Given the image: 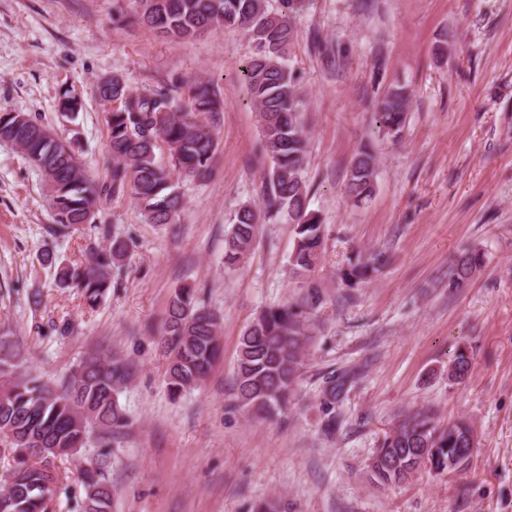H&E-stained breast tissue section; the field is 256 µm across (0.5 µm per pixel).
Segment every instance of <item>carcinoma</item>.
<instances>
[{
	"label": "carcinoma",
	"instance_id": "carcinoma-1",
	"mask_svg": "<svg viewBox=\"0 0 512 512\" xmlns=\"http://www.w3.org/2000/svg\"><path fill=\"white\" fill-rule=\"evenodd\" d=\"M131 16L165 37L190 40L205 30L240 28L251 36L256 51L243 68L250 101L257 113L270 167L263 177L265 215L284 217L294 225L295 243L289 257L292 273L309 289L294 303L263 309L239 336L235 367L236 401L250 414L270 416L287 406L302 376V351L308 342L306 314L319 302L315 290L325 237V225L308 208L309 190L304 163L309 143L301 125L303 100L299 76L287 64L290 46L298 39L295 23L304 0H280L271 11L265 0H130ZM98 96L114 103L106 113L107 148L112 158L108 176L97 181L79 157L75 142L47 135L49 127L37 119L0 110V136L23 155L38 159L54 213L49 232L66 237L81 224L96 223L103 204L128 194L149 224H173L182 197L175 178L202 180L209 176L217 151L215 117L220 96L207 82L191 87L181 105L168 93L130 89L114 75L100 81ZM410 93L391 86L379 99L376 121L388 134H399L406 123ZM376 158L362 147L347 169L346 191L359 205L375 193ZM260 214L243 205L231 219L224 264L241 263L252 250ZM106 244L88 251L87 262L62 266L56 280L78 289L93 309L112 288L113 269L121 268L130 253L128 241L102 226ZM380 255H352L338 268L341 284L354 289L381 272ZM484 262L476 248L457 252L448 273V289L459 291ZM217 315L200 300L197 289L178 288L168 302L167 319L158 346L167 359L166 381L177 396L196 386L222 353ZM471 367L469 352L457 348L448 366V379L464 380ZM130 376L128 363L116 355L85 357L60 387L0 359V454L12 456L0 487V512H47L50 495L60 482V464L97 436L103 446L128 426L118 401ZM355 373L332 372L323 380L325 430L336 429V403L352 387ZM473 425L458 418L444 426L427 410L407 415L387 434L372 459L374 479L385 485L401 483L426 467L446 471L467 468L473 454L469 439ZM111 454L102 452L80 466L85 490L83 512H112Z\"/></svg>",
	"mask_w": 512,
	"mask_h": 512
}]
</instances>
